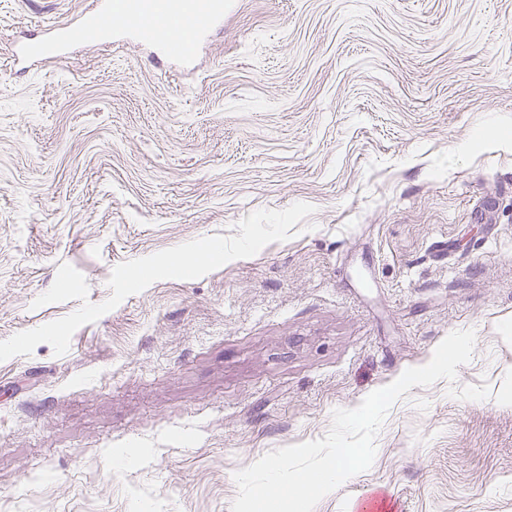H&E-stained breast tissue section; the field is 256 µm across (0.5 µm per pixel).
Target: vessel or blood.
I'll return each instance as SVG.
<instances>
[{
    "label": "vessel or blood",
    "instance_id": "b4317fda",
    "mask_svg": "<svg viewBox=\"0 0 512 512\" xmlns=\"http://www.w3.org/2000/svg\"><path fill=\"white\" fill-rule=\"evenodd\" d=\"M224 21V0H97L75 22L50 29L38 41H24L13 50L19 59L59 60L80 43L88 31L112 36L135 32L140 42L162 46L165 56L192 63L180 45L181 36L194 46L207 43Z\"/></svg>",
    "mask_w": 512,
    "mask_h": 512
}]
</instances>
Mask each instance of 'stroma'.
<instances>
[{"label": "stroma", "mask_w": 512, "mask_h": 512, "mask_svg": "<svg viewBox=\"0 0 512 512\" xmlns=\"http://www.w3.org/2000/svg\"><path fill=\"white\" fill-rule=\"evenodd\" d=\"M92 2L0 0V341L79 308L33 305L60 264L98 304L119 263L315 212L0 362V512H231L237 470L460 330L314 512H512V0H224L189 67L129 35L13 63Z\"/></svg>", "instance_id": "stroma-1"}]
</instances>
